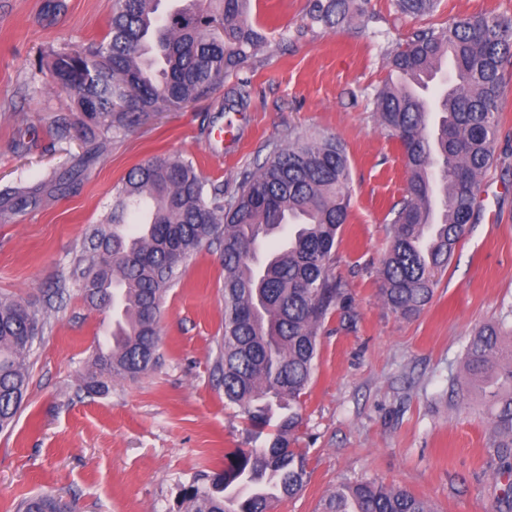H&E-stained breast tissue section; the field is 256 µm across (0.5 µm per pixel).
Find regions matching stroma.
Returning <instances> with one entry per match:
<instances>
[{
	"instance_id": "1",
	"label": "stroma",
	"mask_w": 512,
	"mask_h": 512,
	"mask_svg": "<svg viewBox=\"0 0 512 512\" xmlns=\"http://www.w3.org/2000/svg\"><path fill=\"white\" fill-rule=\"evenodd\" d=\"M114 0H0V186L37 189V207L0 212V296L43 305L67 290L35 343L30 381L12 431L0 433V512L52 490L81 512H177L181 489L226 453L255 445L240 408L226 404L215 368L224 325V265L203 246L162 303V361L101 394L83 389L110 314L88 306L74 283L89 229L104 223L116 186L152 156H184L233 191L278 143L335 136L351 168V207L333 274L349 299L319 332L316 369L302 398L298 447L310 478L274 512H316L343 480L400 485L437 512H496L499 460L477 390L453 389L468 336L512 308V63L504 68L495 160L480 185L479 219L439 276L431 302L406 319L380 297L390 208L405 194L399 142L388 137L374 95L390 78L387 55L418 30L459 14L512 18V0H440L430 15L370 0L369 32L348 20L308 26L306 0H252L268 43L247 63L246 111L220 105L237 79L178 111L153 112L89 154L83 138L53 139L69 112L41 62L108 32Z\"/></svg>"
}]
</instances>
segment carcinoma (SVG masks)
I'll return each mask as SVG.
<instances>
[{
  "instance_id": "carcinoma-1",
  "label": "carcinoma",
  "mask_w": 512,
  "mask_h": 512,
  "mask_svg": "<svg viewBox=\"0 0 512 512\" xmlns=\"http://www.w3.org/2000/svg\"><path fill=\"white\" fill-rule=\"evenodd\" d=\"M161 0H116L109 32L85 48L53 54L55 88L79 116L51 125L59 142L76 134L128 130L151 112L183 108L213 93L267 44L250 20L251 0H188L159 11ZM403 13H432L437 0H396ZM309 25L334 28L352 17L362 31L373 15L367 0H307ZM512 61V20L465 14L442 28L415 32L390 55L389 67L411 84L384 85L375 94L379 121L403 149L406 195L389 211L392 241L382 260L383 301L410 318L434 295L457 245L479 219L480 177L494 162L503 68ZM445 80L437 98L428 90ZM250 102L246 79L224 99L225 112ZM440 198L436 221L429 220ZM38 204L28 188L0 190V210ZM351 205V169L343 145L312 133L288 141L236 188L206 181L193 161L153 156L116 189L112 213L94 228L78 259V288L91 307L112 312V332L96 351L84 388L106 389L108 378H135L160 362L164 295L183 265L208 243L224 262V336L215 368L224 399L247 413L260 448H237L224 469L201 472L181 490L178 512H273L299 495L310 472L293 447L318 357L319 330L344 291L331 266ZM280 245L258 259L263 245ZM0 297V432L10 428L24 400L29 356L48 323V307ZM497 324L471 336L464 348V380L489 404L491 431L505 481L499 512H512V341ZM16 512H73L52 491L22 500ZM318 512H437L408 490L374 479L340 482Z\"/></svg>"
}]
</instances>
